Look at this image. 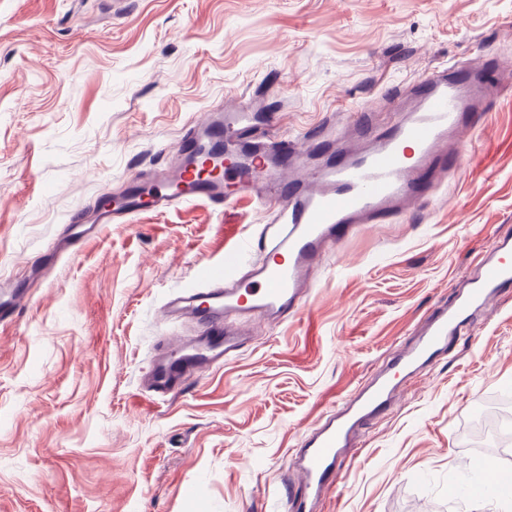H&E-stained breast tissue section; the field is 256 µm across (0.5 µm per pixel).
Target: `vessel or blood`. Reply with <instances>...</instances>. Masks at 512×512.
Wrapping results in <instances>:
<instances>
[{"label":"vessel or blood","instance_id":"obj_1","mask_svg":"<svg viewBox=\"0 0 512 512\" xmlns=\"http://www.w3.org/2000/svg\"><path fill=\"white\" fill-rule=\"evenodd\" d=\"M482 71L449 63L432 71L413 89L415 106L378 127L371 113L354 123L361 146L340 153L330 141L312 154L308 167L295 140L267 144L251 138L258 119L245 109H214L191 123L172 151L173 165L151 186L129 181L124 194L98 206L100 224H128L144 211L175 209L203 202L216 209L240 198L271 213L257 241L225 247L220 262L198 267L193 285L171 295L165 318L196 326L188 339L159 343L141 380L149 396L179 393L189 375H204L236 357L245 341L238 325L244 316L285 320L303 309L312 274L339 238L363 224H389L412 201L429 195L460 167L447 143L472 127L492 97ZM512 285V241L493 242L480 257L466 291L452 307H439L408 350L385 370L360 383L298 450L302 481L288 499L290 512H314L341 475L340 457L355 429L390 404L396 374L430 364L485 308L501 288Z\"/></svg>","mask_w":512,"mask_h":512}]
</instances>
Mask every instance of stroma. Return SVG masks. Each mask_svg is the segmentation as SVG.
I'll list each match as a JSON object with an SVG mask.
<instances>
[{
    "instance_id": "35a3bbf8",
    "label": "stroma",
    "mask_w": 512,
    "mask_h": 512,
    "mask_svg": "<svg viewBox=\"0 0 512 512\" xmlns=\"http://www.w3.org/2000/svg\"><path fill=\"white\" fill-rule=\"evenodd\" d=\"M457 62L501 90L461 167L407 216L338 241L294 318L252 319L232 361L155 404V344L192 335L166 298L269 219L246 199L101 225L0 327V512H286L296 452L512 238V0H0V281L69 217L167 169L183 129L246 101L269 134L353 148V116L406 109ZM512 396V288L354 433L317 512H512L482 493L481 401ZM196 486L192 500L180 489Z\"/></svg>"
}]
</instances>
